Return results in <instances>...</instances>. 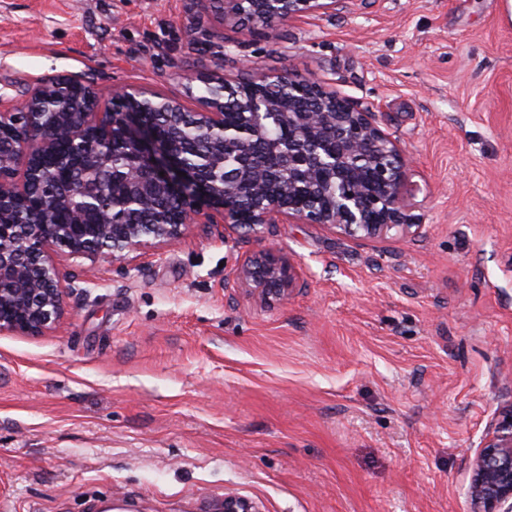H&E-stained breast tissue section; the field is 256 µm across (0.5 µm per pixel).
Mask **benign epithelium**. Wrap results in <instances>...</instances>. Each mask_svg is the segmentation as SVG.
Segmentation results:
<instances>
[{
  "mask_svg": "<svg viewBox=\"0 0 512 512\" xmlns=\"http://www.w3.org/2000/svg\"><path fill=\"white\" fill-rule=\"evenodd\" d=\"M336 0H224L223 19L286 21L329 9ZM60 77L39 82L12 111L0 100V331L41 335L66 314L72 281L54 256L112 259L181 239L200 218L254 231L280 219L334 227L374 238L411 232L405 213L408 159L375 113L288 72L242 82L217 77L187 112L174 99L137 86L103 102L90 87ZM283 136L263 138L269 120ZM265 139L267 159L252 146ZM62 178L46 185L48 164ZM288 184L272 195L268 185ZM52 198L68 223L54 224ZM129 208L150 215L126 224ZM238 280L262 302L294 287L289 258L260 250L245 258ZM473 512H512V403L488 422L473 462ZM223 512H260L226 495Z\"/></svg>",
  "mask_w": 512,
  "mask_h": 512,
  "instance_id": "benign-epithelium-1",
  "label": "benign epithelium"
}]
</instances>
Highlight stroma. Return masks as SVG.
<instances>
[{
    "label": "stroma",
    "instance_id": "obj_1",
    "mask_svg": "<svg viewBox=\"0 0 512 512\" xmlns=\"http://www.w3.org/2000/svg\"><path fill=\"white\" fill-rule=\"evenodd\" d=\"M188 0H0V94L70 77L198 107L206 79L322 81L410 155L418 235L191 225L124 259L61 254L41 336L0 332V512H473L512 401V0H337L197 51ZM287 255L263 303L245 256ZM238 280L249 294L262 302L285 299L294 287L293 264L270 250H259L238 268Z\"/></svg>",
    "mask_w": 512,
    "mask_h": 512
}]
</instances>
